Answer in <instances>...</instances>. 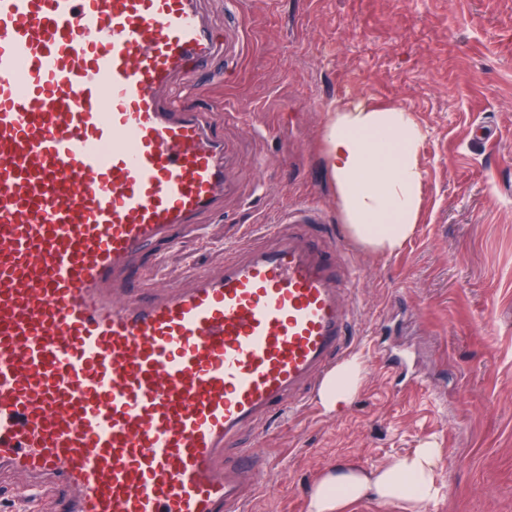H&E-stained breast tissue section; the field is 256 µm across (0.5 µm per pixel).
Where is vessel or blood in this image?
I'll return each mask as SVG.
<instances>
[{
  "label": "vessel or blood",
  "mask_w": 512,
  "mask_h": 512,
  "mask_svg": "<svg viewBox=\"0 0 512 512\" xmlns=\"http://www.w3.org/2000/svg\"><path fill=\"white\" fill-rule=\"evenodd\" d=\"M219 42L199 0H0V475L51 512H249L247 430L354 346L355 269L311 206L122 299L231 189L216 126L162 95Z\"/></svg>",
  "instance_id": "b4317fda"
}]
</instances>
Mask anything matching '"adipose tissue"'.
<instances>
[{
    "instance_id": "adipose-tissue-1",
    "label": "adipose tissue",
    "mask_w": 512,
    "mask_h": 512,
    "mask_svg": "<svg viewBox=\"0 0 512 512\" xmlns=\"http://www.w3.org/2000/svg\"><path fill=\"white\" fill-rule=\"evenodd\" d=\"M424 138L411 113L401 108L358 105L333 112L325 131L327 165L350 229L363 243L392 252L413 234L422 202L418 154ZM362 377L359 360L340 365L322 387L323 406L338 410L348 404ZM438 467L434 448L415 449L373 470L336 466L312 487L309 512H343L367 496L422 512L440 493Z\"/></svg>"
}]
</instances>
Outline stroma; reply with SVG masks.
<instances>
[{
    "label": "stroma",
    "instance_id": "stroma-1",
    "mask_svg": "<svg viewBox=\"0 0 512 512\" xmlns=\"http://www.w3.org/2000/svg\"><path fill=\"white\" fill-rule=\"evenodd\" d=\"M225 0L205 14L227 50L209 112L231 151L222 215H205L135 285L163 294L224 264L227 245L296 204L350 249L358 393L258 423L268 459L251 512H309L313 485L351 462L440 455L424 512H512V0ZM402 108L425 130L422 206L397 252L356 240L325 159L330 112Z\"/></svg>",
    "mask_w": 512,
    "mask_h": 512
}]
</instances>
